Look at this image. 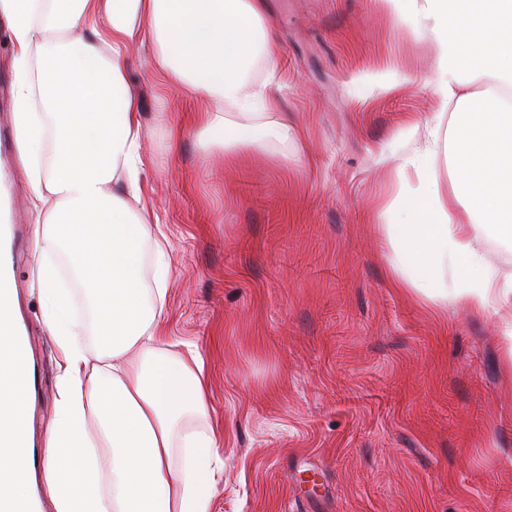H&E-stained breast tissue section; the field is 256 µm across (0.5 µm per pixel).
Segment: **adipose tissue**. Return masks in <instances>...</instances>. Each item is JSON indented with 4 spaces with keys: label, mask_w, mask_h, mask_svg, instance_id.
Wrapping results in <instances>:
<instances>
[{
    "label": "adipose tissue",
    "mask_w": 512,
    "mask_h": 512,
    "mask_svg": "<svg viewBox=\"0 0 512 512\" xmlns=\"http://www.w3.org/2000/svg\"><path fill=\"white\" fill-rule=\"evenodd\" d=\"M380 2L435 46L438 99L428 144L395 167L389 281L436 309L512 312V278L499 279L484 251L486 229L512 237V0ZM0 19L15 51L14 124L37 211L31 285L56 345L42 493L55 512H210L222 443L201 353L188 342L170 350L163 330L169 242L142 201L127 55L152 43L165 81L210 99L183 122L225 168L270 143H298L268 73L280 43L266 0H0ZM475 77L488 81L478 92ZM63 263L90 318L60 284ZM29 356L0 332V499L26 503L37 481L12 442L30 435L31 389L18 370Z\"/></svg>",
    "instance_id": "1"
}]
</instances>
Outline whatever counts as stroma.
<instances>
[{
	"mask_svg": "<svg viewBox=\"0 0 512 512\" xmlns=\"http://www.w3.org/2000/svg\"><path fill=\"white\" fill-rule=\"evenodd\" d=\"M281 42V109L308 161L278 151L228 172L193 129L172 137L154 48L128 57L141 101L146 201L170 242L166 335L206 359L207 409L223 430L211 512H512V376L501 321L438 311L388 280L379 215L399 156L438 107L432 45L379 0H269ZM390 72L383 89L373 75ZM415 126L412 142L400 133ZM8 162L16 220L34 219ZM31 237L14 267L37 361L33 432L55 395L56 353L31 290Z\"/></svg>",
	"mask_w": 512,
	"mask_h": 512,
	"instance_id": "35a3bbf8",
	"label": "stroma"
}]
</instances>
